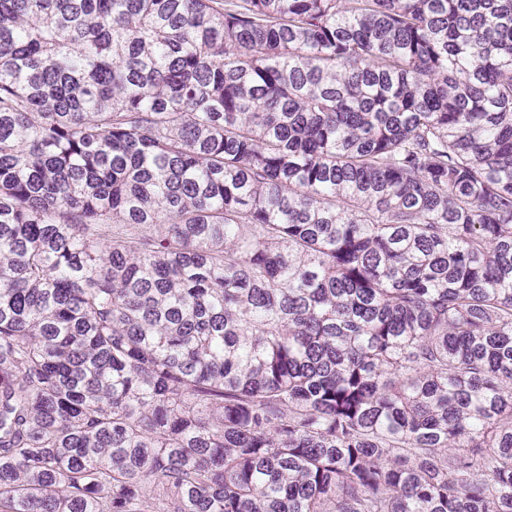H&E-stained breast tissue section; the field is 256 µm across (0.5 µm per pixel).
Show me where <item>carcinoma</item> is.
<instances>
[{"mask_svg":"<svg viewBox=\"0 0 512 512\" xmlns=\"http://www.w3.org/2000/svg\"><path fill=\"white\" fill-rule=\"evenodd\" d=\"M0 512H512V0H0Z\"/></svg>","mask_w":512,"mask_h":512,"instance_id":"1","label":"carcinoma"}]
</instances>
